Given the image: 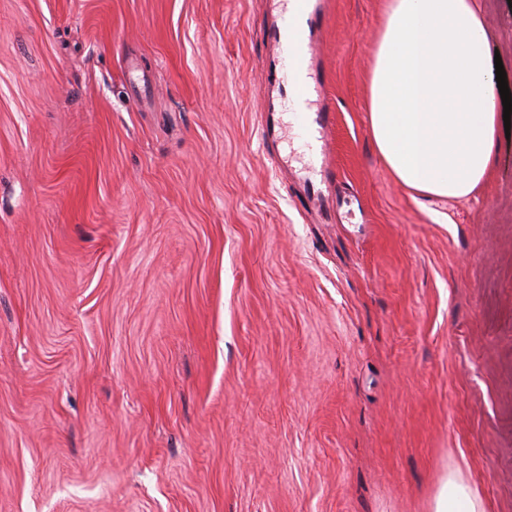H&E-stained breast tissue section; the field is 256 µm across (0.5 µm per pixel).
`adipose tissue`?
Instances as JSON below:
<instances>
[{
	"instance_id": "adipose-tissue-1",
	"label": "adipose tissue",
	"mask_w": 512,
	"mask_h": 512,
	"mask_svg": "<svg viewBox=\"0 0 512 512\" xmlns=\"http://www.w3.org/2000/svg\"><path fill=\"white\" fill-rule=\"evenodd\" d=\"M384 164L413 191L463 200L486 181L499 131L479 0H388L369 92ZM433 512H484L475 489L445 478Z\"/></svg>"
}]
</instances>
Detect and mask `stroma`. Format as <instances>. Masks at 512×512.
<instances>
[{
	"label": "stroma",
	"instance_id": "35a3bbf8",
	"mask_svg": "<svg viewBox=\"0 0 512 512\" xmlns=\"http://www.w3.org/2000/svg\"><path fill=\"white\" fill-rule=\"evenodd\" d=\"M386 4L322 5L326 224L264 138L270 0H0V512H512V138L473 198L395 180ZM433 508V512H484L477 491L453 475L445 478Z\"/></svg>",
	"mask_w": 512,
	"mask_h": 512
}]
</instances>
